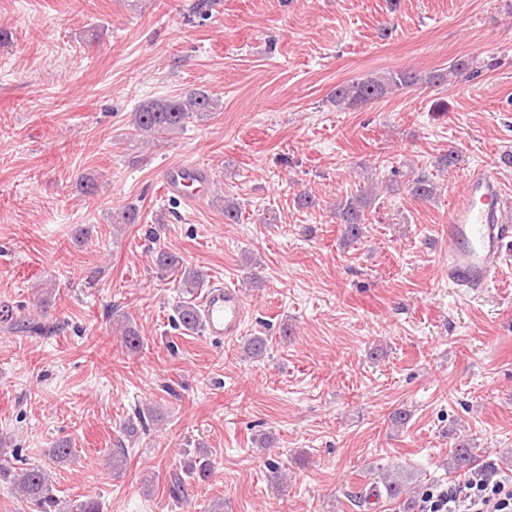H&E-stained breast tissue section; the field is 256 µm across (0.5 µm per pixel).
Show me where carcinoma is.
<instances>
[{
  "instance_id": "carcinoma-1",
  "label": "carcinoma",
  "mask_w": 512,
  "mask_h": 512,
  "mask_svg": "<svg viewBox=\"0 0 512 512\" xmlns=\"http://www.w3.org/2000/svg\"><path fill=\"white\" fill-rule=\"evenodd\" d=\"M447 81V73L433 72L422 76L413 70L391 71L383 76H368L336 86L330 100L339 108H356L377 100L386 94L417 85H440ZM217 109L209 94L199 88L192 89L183 97H174L141 104L133 113L134 128L145 139L183 132L191 121H202ZM408 191L419 200L434 198L438 185L426 174H419L408 184ZM374 196L373 189L352 195L336 204V217L344 224L345 236L358 239L367 223V212ZM156 267L160 275L178 272L179 287L183 293L193 295L203 287L204 274L193 268L180 265V261L165 250L157 252ZM19 308L7 302H0V325L11 330L42 328L35 320L25 319L18 314ZM176 325L186 331H195L202 326L199 309L191 301L181 302L175 309ZM123 328L124 341L132 350L140 348L141 339L128 317L119 318ZM74 454L72 443L61 439L55 443L51 457L56 462L69 460ZM476 461L474 449L469 444L457 443L448 454V471L461 472L470 469ZM211 469L205 456L184 464L179 472L171 474L170 496L180 501L186 491L187 482L201 483L209 478ZM0 481L10 485L26 503L29 512H62L63 502L57 497V489L50 473L41 465L12 467L0 464ZM381 483L386 496L398 501L406 512H412L414 497L407 492V482L400 472L386 470L381 474Z\"/></svg>"
}]
</instances>
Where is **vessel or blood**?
<instances>
[{"mask_svg": "<svg viewBox=\"0 0 512 512\" xmlns=\"http://www.w3.org/2000/svg\"><path fill=\"white\" fill-rule=\"evenodd\" d=\"M168 197L187 203L203 200L213 179L205 166L177 160L160 174ZM507 194L492 170L472 173L466 189L448 208L449 287L465 296H475L495 283L503 263L512 255V223L506 221ZM202 313L208 336L229 340L238 336L247 308L234 289L217 286L203 297Z\"/></svg>", "mask_w": 512, "mask_h": 512, "instance_id": "1", "label": "vessel or blood"}]
</instances>
